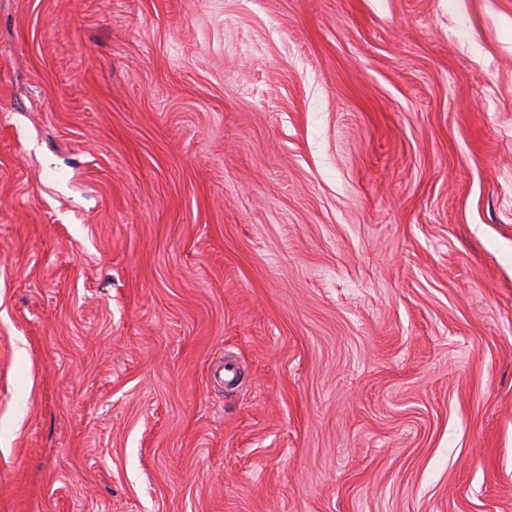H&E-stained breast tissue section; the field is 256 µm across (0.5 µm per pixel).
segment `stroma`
Returning a JSON list of instances; mask_svg holds the SVG:
<instances>
[{
  "mask_svg": "<svg viewBox=\"0 0 512 512\" xmlns=\"http://www.w3.org/2000/svg\"><path fill=\"white\" fill-rule=\"evenodd\" d=\"M0 512H512V0H0Z\"/></svg>",
  "mask_w": 512,
  "mask_h": 512,
  "instance_id": "obj_1",
  "label": "stroma"
}]
</instances>
